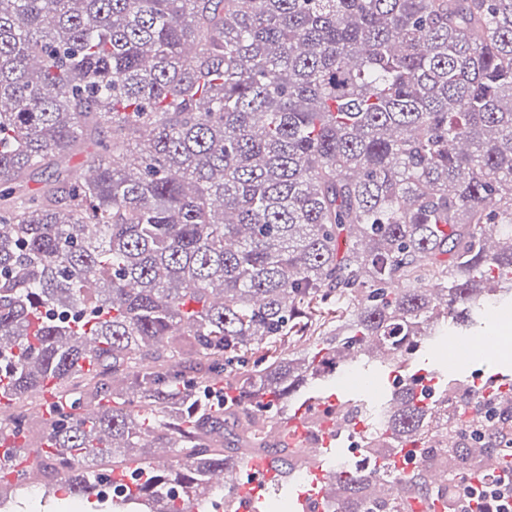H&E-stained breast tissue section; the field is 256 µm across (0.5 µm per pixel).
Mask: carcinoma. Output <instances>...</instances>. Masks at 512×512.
I'll return each instance as SVG.
<instances>
[{"label":"carcinoma","mask_w":512,"mask_h":512,"mask_svg":"<svg viewBox=\"0 0 512 512\" xmlns=\"http://www.w3.org/2000/svg\"><path fill=\"white\" fill-rule=\"evenodd\" d=\"M2 101L0 394L50 390L34 455L24 411L7 425L16 475L52 468L69 499L109 457L112 512H185L265 453L307 470L256 409L512 304V0H0ZM103 127L83 180L66 160ZM229 376L219 408L204 390ZM468 392L403 385L366 436L375 468H336L327 508L448 512L431 472L512 456V388L483 397L503 423L458 419ZM439 431L457 446L397 468Z\"/></svg>","instance_id":"obj_1"}]
</instances>
